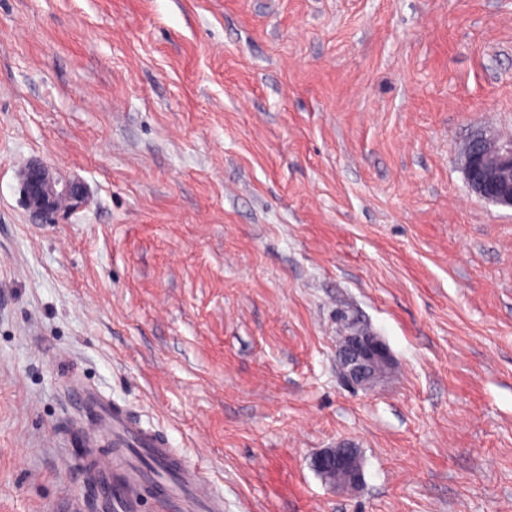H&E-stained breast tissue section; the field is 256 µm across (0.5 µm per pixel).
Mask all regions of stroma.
I'll use <instances>...</instances> for the list:
<instances>
[{
  "mask_svg": "<svg viewBox=\"0 0 512 512\" xmlns=\"http://www.w3.org/2000/svg\"><path fill=\"white\" fill-rule=\"evenodd\" d=\"M479 130L512 135V0H0V512H95L83 387L224 512H512ZM33 159L85 208L32 223ZM356 328L391 356L367 391L336 376ZM354 448H327L315 456L313 466L317 471L336 469V466L345 465Z\"/></svg>",
  "mask_w": 512,
  "mask_h": 512,
  "instance_id": "1",
  "label": "stroma"
}]
</instances>
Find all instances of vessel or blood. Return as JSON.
<instances>
[{
  "label": "vessel or blood",
  "instance_id": "obj_1",
  "mask_svg": "<svg viewBox=\"0 0 512 512\" xmlns=\"http://www.w3.org/2000/svg\"><path fill=\"white\" fill-rule=\"evenodd\" d=\"M86 399L99 412L98 427L123 449L121 458L102 457L96 470L106 475L98 495L109 512H131L150 491L158 512H223L224 500L195 467L176 462L166 438L143 431L127 413L95 392Z\"/></svg>",
  "mask_w": 512,
  "mask_h": 512
}]
</instances>
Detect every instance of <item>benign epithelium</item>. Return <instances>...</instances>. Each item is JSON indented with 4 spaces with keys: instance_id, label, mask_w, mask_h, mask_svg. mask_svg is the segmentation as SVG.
<instances>
[{
    "instance_id": "1",
    "label": "benign epithelium",
    "mask_w": 512,
    "mask_h": 512,
    "mask_svg": "<svg viewBox=\"0 0 512 512\" xmlns=\"http://www.w3.org/2000/svg\"><path fill=\"white\" fill-rule=\"evenodd\" d=\"M461 168L469 190L497 205L512 209V137L485 131L469 140L461 153ZM20 189L34 221L48 222L56 215L83 209L87 194L79 179H62L44 162H30L20 173ZM390 365L386 344L375 334L353 332L338 350V367L345 385L367 390ZM350 448H328L315 456L316 470L346 464Z\"/></svg>"
}]
</instances>
